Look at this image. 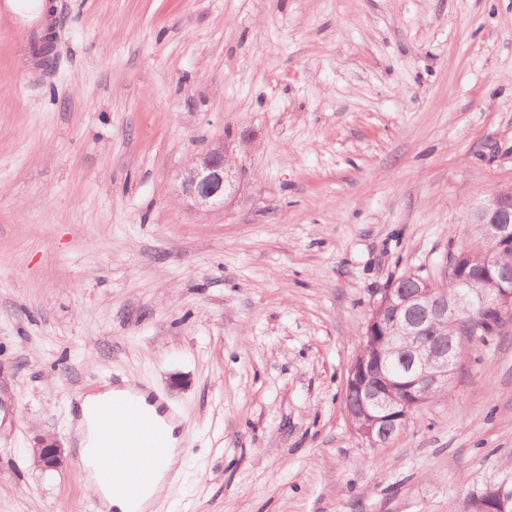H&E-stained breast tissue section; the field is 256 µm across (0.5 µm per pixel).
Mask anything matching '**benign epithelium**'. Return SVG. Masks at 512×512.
<instances>
[{"mask_svg":"<svg viewBox=\"0 0 512 512\" xmlns=\"http://www.w3.org/2000/svg\"><path fill=\"white\" fill-rule=\"evenodd\" d=\"M236 159L219 146L192 158L182 173V196L199 213L210 214L223 207L224 194ZM470 221L479 225L485 267L494 269L492 289L481 302H474L464 291L468 287L467 267L448 266L446 282H417L419 291L404 293L401 282H393L374 307L365 326L367 353L350 364L345 382L349 420L359 437L372 448L387 445L407 424L410 414L423 405L435 391L448 386L455 367L454 338L433 336L424 339L422 325L416 320L420 311L428 315L436 328L470 308L481 312V320L495 326L499 319L512 318V265L500 263V256L512 249V182L502 184L485 197L472 212ZM402 358L401 375L405 379L399 404L390 401L392 381L384 373L389 355ZM36 465L55 470L63 464L64 448L51 436L39 438L33 448ZM493 500L492 512H512V490L503 486L488 488Z\"/></svg>","mask_w":512,"mask_h":512,"instance_id":"benign-epithelium-1","label":"benign epithelium"}]
</instances>
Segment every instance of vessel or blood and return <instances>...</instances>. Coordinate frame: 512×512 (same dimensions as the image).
Returning <instances> with one entry per match:
<instances>
[{
  "label": "vessel or blood",
  "instance_id": "vessel-or-blood-1",
  "mask_svg": "<svg viewBox=\"0 0 512 512\" xmlns=\"http://www.w3.org/2000/svg\"><path fill=\"white\" fill-rule=\"evenodd\" d=\"M54 10L30 9L26 0H0V32L11 45L30 50L37 37L56 26ZM175 418L165 401L144 388L116 387L97 414L94 466L102 485L123 496L129 512H148L143 499L154 471L167 455V425Z\"/></svg>",
  "mask_w": 512,
  "mask_h": 512
}]
</instances>
